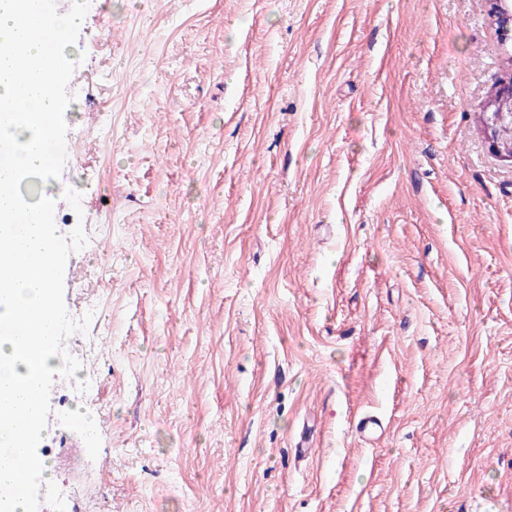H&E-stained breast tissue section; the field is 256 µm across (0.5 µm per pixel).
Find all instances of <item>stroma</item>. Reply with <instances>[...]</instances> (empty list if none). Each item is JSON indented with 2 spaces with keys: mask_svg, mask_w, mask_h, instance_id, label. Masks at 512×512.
I'll return each mask as SVG.
<instances>
[{
  "mask_svg": "<svg viewBox=\"0 0 512 512\" xmlns=\"http://www.w3.org/2000/svg\"><path fill=\"white\" fill-rule=\"evenodd\" d=\"M489 9L91 0L74 149L36 185L87 237L81 368L38 445L66 512H512V165L480 131L512 42Z\"/></svg>",
  "mask_w": 512,
  "mask_h": 512,
  "instance_id": "obj_1",
  "label": "stroma"
}]
</instances>
